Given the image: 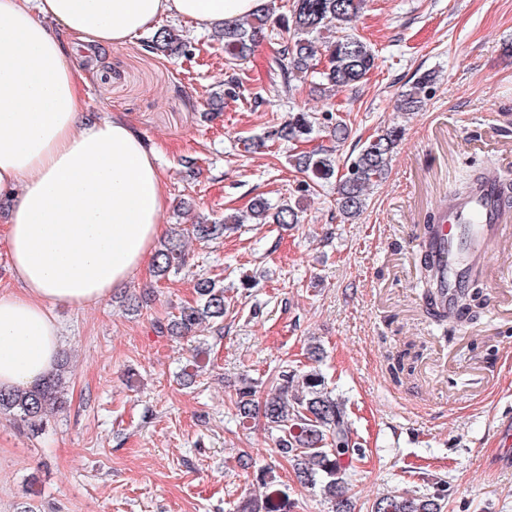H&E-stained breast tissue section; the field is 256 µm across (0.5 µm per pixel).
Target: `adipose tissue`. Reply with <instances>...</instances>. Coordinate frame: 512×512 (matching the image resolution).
Instances as JSON below:
<instances>
[{"label":"adipose tissue","instance_id":"adipose-tissue-1","mask_svg":"<svg viewBox=\"0 0 512 512\" xmlns=\"http://www.w3.org/2000/svg\"><path fill=\"white\" fill-rule=\"evenodd\" d=\"M265 3L0 0V200L20 284L0 292V389L51 373L62 347L53 306L124 288L162 232L156 152L125 121L86 116L75 48L123 45L164 18L218 27Z\"/></svg>","mask_w":512,"mask_h":512}]
</instances>
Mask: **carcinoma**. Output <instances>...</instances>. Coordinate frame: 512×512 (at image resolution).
Instances as JSON below:
<instances>
[{
  "instance_id": "cac0c4a2",
  "label": "carcinoma",
  "mask_w": 512,
  "mask_h": 512,
  "mask_svg": "<svg viewBox=\"0 0 512 512\" xmlns=\"http://www.w3.org/2000/svg\"><path fill=\"white\" fill-rule=\"evenodd\" d=\"M364 0H292L289 13H276L270 3L262 16L249 14L224 25L220 40L224 43V59L233 68L253 53L258 38L271 28L281 41V49L274 64L285 87L295 89V82H305L311 61L317 56L326 58V65L318 72L321 84L329 89L359 83L375 67L376 55L362 39L348 33V25L356 17ZM144 49L166 56H186L191 42L180 30L166 25L156 29L144 42ZM436 75L422 73L412 86L396 100L399 112H416L433 94ZM326 134L329 144L312 152L292 156L295 168L306 177L309 188L336 182V205L347 221L356 219L366 207V191L375 182L385 179L394 151L401 139L402 129L388 127L363 143L357 153L351 154L343 167L353 173H339L337 148L345 143L350 128L345 119L324 112L298 111L288 113V119L272 127L271 138L288 142H303L314 132ZM249 218L254 224H280L292 226L302 221L297 206L288 202L277 207L257 199L250 206ZM243 223L192 225V233L202 240H216L224 232ZM184 233L174 227L155 252L154 273L166 276L173 269L188 266L189 256L183 245ZM426 272L427 313L444 323L451 314L435 304L436 292L432 263L423 259ZM198 299L195 304L182 308L178 315L157 326L167 336H190L202 323L220 324L230 306L224 288L208 278L196 282ZM411 348L387 356L388 368L394 378L412 372ZM68 359H60L57 368L44 381L30 389L0 390V415L33 429L39 428L46 416L66 409L65 392ZM236 416L243 428L251 420L262 417L266 430L275 435L274 452L288 461L299 484L320 487L332 504V512H354L349 495L346 471L353 464L360 448L354 440V430L345 410V400L329 391L325 376L317 370L298 371L283 369L278 372L270 391L260 395L258 381L250 377L241 379L232 399ZM271 467L256 470V481L264 488L262 498H245L234 507V512H283L284 491L269 479ZM442 495L410 494L392 491L376 498L371 512H442Z\"/></svg>"
}]
</instances>
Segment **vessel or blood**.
<instances>
[{
    "label": "vessel or blood",
    "instance_id": "b4317fda",
    "mask_svg": "<svg viewBox=\"0 0 512 512\" xmlns=\"http://www.w3.org/2000/svg\"><path fill=\"white\" fill-rule=\"evenodd\" d=\"M500 178L489 174L466 192L449 197L422 247L430 254L439 301L455 310L460 291L482 271L490 250L512 236V213L502 203Z\"/></svg>",
    "mask_w": 512,
    "mask_h": 512
}]
</instances>
